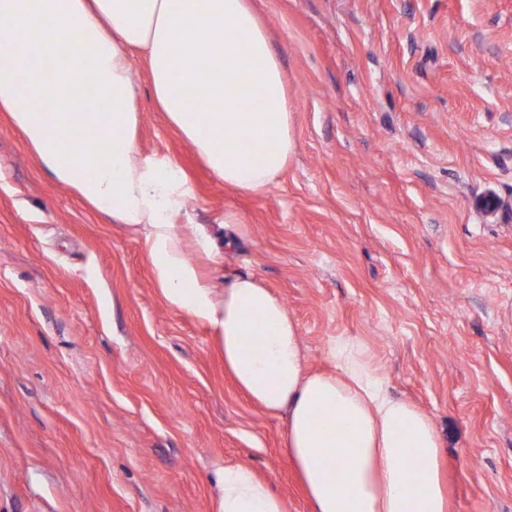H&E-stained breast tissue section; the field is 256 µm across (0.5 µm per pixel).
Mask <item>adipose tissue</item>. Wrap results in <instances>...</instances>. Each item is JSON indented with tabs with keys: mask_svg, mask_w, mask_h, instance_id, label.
Here are the masks:
<instances>
[{
	"mask_svg": "<svg viewBox=\"0 0 512 512\" xmlns=\"http://www.w3.org/2000/svg\"><path fill=\"white\" fill-rule=\"evenodd\" d=\"M136 50L160 111L226 187L274 183L294 139L280 61L249 0H0V112L58 182L141 236L168 307L208 325L236 385L285 417L312 512H448L438 430L389 392L363 342L331 339L334 371H307L278 296L249 275L216 285L221 249L178 222L185 174L139 152ZM219 489L215 512H288L247 466L225 465Z\"/></svg>",
	"mask_w": 512,
	"mask_h": 512,
	"instance_id": "1",
	"label": "adipose tissue"
}]
</instances>
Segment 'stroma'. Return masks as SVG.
Wrapping results in <instances>:
<instances>
[{"mask_svg":"<svg viewBox=\"0 0 512 512\" xmlns=\"http://www.w3.org/2000/svg\"><path fill=\"white\" fill-rule=\"evenodd\" d=\"M295 141L259 193L224 186L135 60L142 155L298 326L306 366L361 340L433 418L451 512H512V0H252ZM286 424L169 308L141 237L54 180L0 112V512H213L224 465L311 512Z\"/></svg>","mask_w":512,"mask_h":512,"instance_id":"stroma-1","label":"stroma"}]
</instances>
